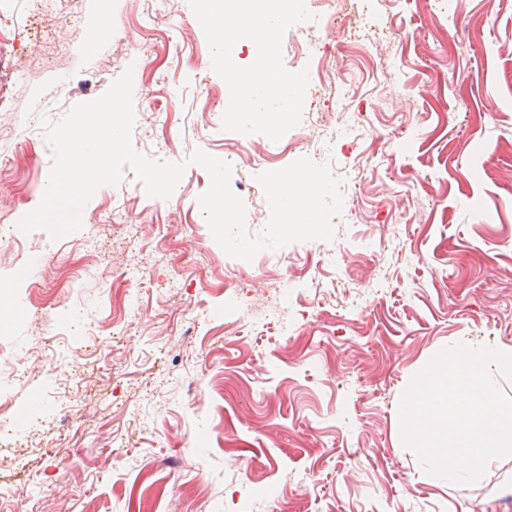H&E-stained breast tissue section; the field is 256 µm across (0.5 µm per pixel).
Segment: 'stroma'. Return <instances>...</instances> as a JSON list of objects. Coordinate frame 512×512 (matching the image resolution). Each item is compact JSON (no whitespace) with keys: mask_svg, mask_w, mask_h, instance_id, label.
Here are the masks:
<instances>
[{"mask_svg":"<svg viewBox=\"0 0 512 512\" xmlns=\"http://www.w3.org/2000/svg\"><path fill=\"white\" fill-rule=\"evenodd\" d=\"M369 51L323 19L315 35L357 91L364 132L325 161L356 178L334 237L261 250L251 262L216 243L198 198L211 179L195 151L230 163L246 231L270 219L223 110L196 85L223 80L188 0H154L160 33H142V0H76L80 29L38 0L0 6V133L20 112L40 127L0 156V215L40 202L52 165L45 127L102 96L135 58L134 109L168 162L187 168L166 199L132 168L100 187L82 227L25 235L37 260L0 293V350L31 368L9 411L41 391L53 411L22 444H0V512H512V455L471 484L423 470L398 430L412 379L461 338L512 347V0H338ZM115 17L137 49L101 33ZM184 92L165 99L164 78ZM42 86L31 98L28 81ZM365 239L375 254L357 250ZM297 295L264 324L282 273ZM233 295L241 326L194 328ZM96 298L91 346L73 357L65 306ZM39 307L17 318L22 299ZM26 500L14 499L16 486Z\"/></svg>","mask_w":512,"mask_h":512,"instance_id":"stroma-1","label":"stroma"}]
</instances>
